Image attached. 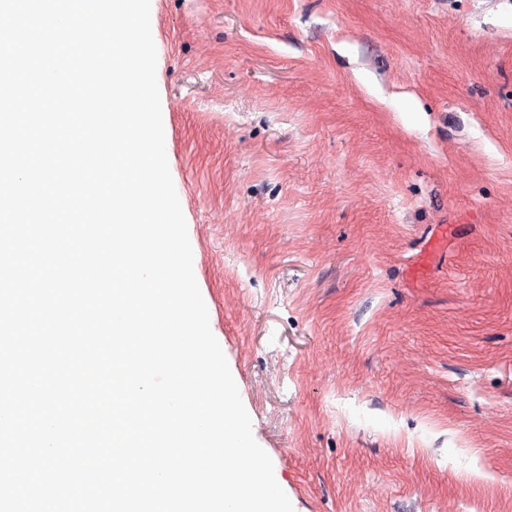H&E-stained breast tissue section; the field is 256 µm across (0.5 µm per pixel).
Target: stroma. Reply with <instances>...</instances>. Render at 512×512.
Masks as SVG:
<instances>
[{
  "label": "stroma",
  "mask_w": 512,
  "mask_h": 512,
  "mask_svg": "<svg viewBox=\"0 0 512 512\" xmlns=\"http://www.w3.org/2000/svg\"><path fill=\"white\" fill-rule=\"evenodd\" d=\"M150 23L194 275L294 512H512V0Z\"/></svg>",
  "instance_id": "stroma-1"
}]
</instances>
